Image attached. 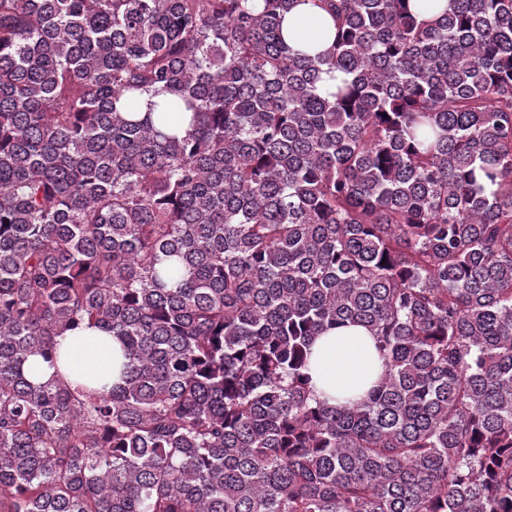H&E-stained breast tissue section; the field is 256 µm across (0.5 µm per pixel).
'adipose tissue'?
<instances>
[{"label": "adipose tissue", "instance_id": "obj_1", "mask_svg": "<svg viewBox=\"0 0 512 512\" xmlns=\"http://www.w3.org/2000/svg\"><path fill=\"white\" fill-rule=\"evenodd\" d=\"M331 22L313 0H295L284 21L289 43L320 52L332 44ZM64 355L61 374L69 379L94 377L113 383L120 376L121 350L112 337L94 329L68 332L57 339ZM383 371L374 340L362 327L339 328L319 336L312 348L311 377L318 396L340 404L359 398Z\"/></svg>", "mask_w": 512, "mask_h": 512}]
</instances>
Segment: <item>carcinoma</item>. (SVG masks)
<instances>
[{
	"instance_id": "cac0c4a2",
	"label": "carcinoma",
	"mask_w": 512,
	"mask_h": 512,
	"mask_svg": "<svg viewBox=\"0 0 512 512\" xmlns=\"http://www.w3.org/2000/svg\"><path fill=\"white\" fill-rule=\"evenodd\" d=\"M317 2L0 0V512H512V0ZM313 0H296L285 16L284 34L288 42L301 50L325 51L332 44L331 22L313 5ZM312 352V383L330 404L359 398L383 371L374 340L363 327L330 330L316 339ZM58 347L64 354L60 361L61 374L68 379L94 377L109 383L117 382L123 361L119 344L102 332L86 329L67 332L57 337Z\"/></svg>"
}]
</instances>
